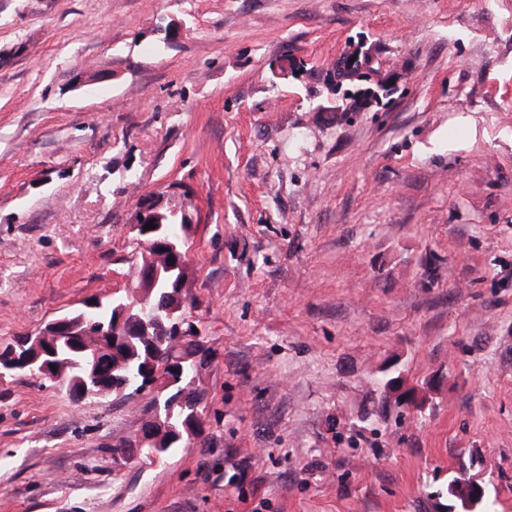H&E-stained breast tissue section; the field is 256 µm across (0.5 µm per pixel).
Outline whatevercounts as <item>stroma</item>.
Wrapping results in <instances>:
<instances>
[{
    "instance_id": "stroma-1",
    "label": "stroma",
    "mask_w": 512,
    "mask_h": 512,
    "mask_svg": "<svg viewBox=\"0 0 512 512\" xmlns=\"http://www.w3.org/2000/svg\"><path fill=\"white\" fill-rule=\"evenodd\" d=\"M362 39L396 92L318 110ZM187 195L202 439L120 464L152 392L0 379V512H512V0H0V341Z\"/></svg>"
}]
</instances>
